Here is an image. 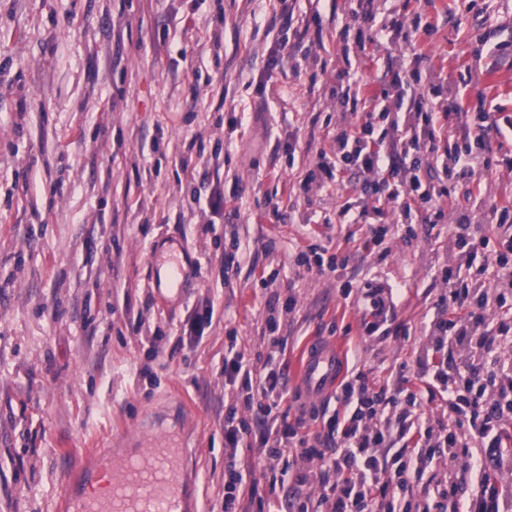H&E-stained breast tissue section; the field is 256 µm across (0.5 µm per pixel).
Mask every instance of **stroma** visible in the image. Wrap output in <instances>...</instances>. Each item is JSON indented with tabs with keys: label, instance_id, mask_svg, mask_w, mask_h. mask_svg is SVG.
Here are the masks:
<instances>
[{
	"label": "stroma",
	"instance_id": "stroma-1",
	"mask_svg": "<svg viewBox=\"0 0 512 512\" xmlns=\"http://www.w3.org/2000/svg\"><path fill=\"white\" fill-rule=\"evenodd\" d=\"M354 0H0V512H57L61 474L79 478L95 449L164 434L186 445L201 512H224V474L244 477L242 512H284L298 473L318 492L319 462L262 450L257 406L224 378L229 345L287 380L289 422L332 416L297 368L316 339L339 341L347 373L370 386L408 379L420 423L448 421V395L413 380L426 327L455 264L448 225L374 243L334 218L358 180L299 182L338 127L357 120L337 100L341 69L380 91V68L405 49L349 47ZM487 22L464 0H423L418 46L458 81L466 109L486 99L512 120V0H488ZM303 40L286 37V26ZM312 61H303L304 51ZM217 189L224 207L197 201ZM280 200L274 223L269 198ZM183 244L198 260L185 296L161 305L150 249ZM336 257L321 274L298 261ZM234 252L232 270L224 255ZM381 288L389 307L365 335L364 306L345 285ZM295 297L293 312L283 302ZM212 306L201 340L180 344L187 318ZM253 431L224 446V420Z\"/></svg>",
	"mask_w": 512,
	"mask_h": 512
}]
</instances>
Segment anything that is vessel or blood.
Here are the masks:
<instances>
[{
    "instance_id": "vessel-or-blood-1",
    "label": "vessel or blood",
    "mask_w": 512,
    "mask_h": 512,
    "mask_svg": "<svg viewBox=\"0 0 512 512\" xmlns=\"http://www.w3.org/2000/svg\"><path fill=\"white\" fill-rule=\"evenodd\" d=\"M152 267L162 270L165 289L183 293L195 278L188 256L177 250L150 251ZM344 373L343 353L336 344L310 345L299 370V382L312 397L330 394ZM184 450L157 443L122 455H107L102 465L88 466L81 484L65 483V512H199L188 491Z\"/></svg>"
}]
</instances>
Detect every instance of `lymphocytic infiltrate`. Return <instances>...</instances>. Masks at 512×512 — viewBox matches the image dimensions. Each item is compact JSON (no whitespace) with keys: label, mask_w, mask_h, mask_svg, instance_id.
Masks as SVG:
<instances>
[{"label":"lymphocytic infiltrate","mask_w":512,"mask_h":512,"mask_svg":"<svg viewBox=\"0 0 512 512\" xmlns=\"http://www.w3.org/2000/svg\"><path fill=\"white\" fill-rule=\"evenodd\" d=\"M374 0H357L353 18L378 21V35L388 43L409 49L407 57L388 62L380 92L364 94L357 80L346 78L336 94L357 121L337 129L331 151H319L318 160L300 184L302 193L322 186L336 174L363 175V201H346L337 217L342 224L369 225L374 240H383L392 225L383 221L386 206H394L396 222L442 224L454 218V246L461 264L469 266L461 276L459 266H448L441 274L448 284V314L429 326L436 341L430 352L417 360L420 377L448 392V409L466 417L480 439L475 462L477 481L471 491L448 479L436 490L414 491L413 473L426 469L435 457L456 460L470 448L457 430L448 426L425 428L424 448L390 456L389 450L408 433L407 413H386V405L417 406L415 392L370 387L364 374L345 381L336 399L346 408L343 416H332L321 431L310 433L304 421L282 422L280 434L298 445L306 459H319L328 476L318 497L304 494L305 476H297L288 489L289 512H395L394 503L420 496L422 512H512V486L501 478L505 461L512 460V429L504 424L512 414V201L489 209L487 223L508 228L490 263L475 264L478 247L489 241L480 237L473 211L480 204L479 171L497 165L512 171V151L491 159V132L500 126L478 102L473 115L462 122L456 134L448 132V117L462 113L460 99L447 78L429 67V56L415 47L413 35L422 15L413 9L411 20L400 14L377 19ZM432 158L437 174L421 175L423 158ZM467 183V204L448 209L447 200L459 183ZM395 222V223H396ZM497 265L501 277L496 288H488L485 275ZM500 309L497 322H488L489 307ZM463 349L464 357L448 353V346ZM224 377L242 381L250 397L260 402L257 423L267 426L272 399L283 396V372L268 368L254 372L243 352L224 360Z\"/></svg>","instance_id":"1"}]
</instances>
